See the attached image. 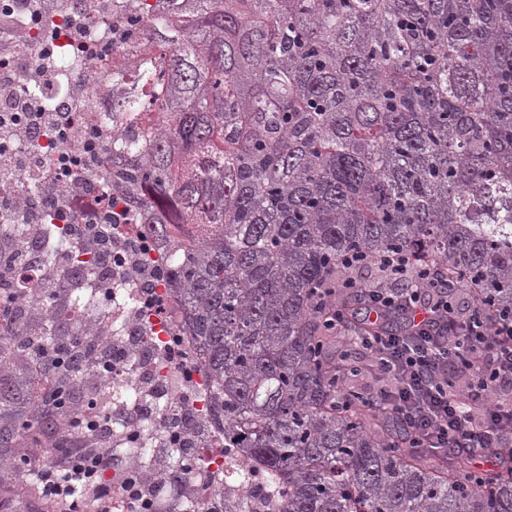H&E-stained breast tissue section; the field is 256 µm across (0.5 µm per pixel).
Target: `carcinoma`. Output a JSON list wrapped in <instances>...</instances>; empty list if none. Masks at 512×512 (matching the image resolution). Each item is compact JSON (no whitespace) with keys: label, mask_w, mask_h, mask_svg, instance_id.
<instances>
[{"label":"carcinoma","mask_w":512,"mask_h":512,"mask_svg":"<svg viewBox=\"0 0 512 512\" xmlns=\"http://www.w3.org/2000/svg\"><path fill=\"white\" fill-rule=\"evenodd\" d=\"M163 68L112 97L116 138L172 124L112 183L131 220L201 245L163 268L224 391V447L277 486L280 512H512V477L410 446L407 426L328 368L364 322L351 253L448 266L512 311V0H168Z\"/></svg>","instance_id":"1"}]
</instances>
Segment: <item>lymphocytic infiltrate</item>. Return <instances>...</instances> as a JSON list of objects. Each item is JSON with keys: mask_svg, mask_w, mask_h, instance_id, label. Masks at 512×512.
Masks as SVG:
<instances>
[{"mask_svg": "<svg viewBox=\"0 0 512 512\" xmlns=\"http://www.w3.org/2000/svg\"><path fill=\"white\" fill-rule=\"evenodd\" d=\"M0 101L12 125L0 130L32 132L64 117L38 95L23 92L11 76L0 78ZM29 196L17 184L0 195V216L24 205L29 219L57 202L60 175L42 176ZM364 317L399 310L410 325L405 335L371 336L363 347L378 376L374 399L409 426L418 448L452 447L481 457L483 449L512 443V315L489 308L472 290L452 288L436 263L412 265L404 252L383 255L374 279L365 281ZM18 292L0 287V332L12 348L29 346L23 381L26 413L20 426L40 418L53 433L49 444L33 440L28 452L0 459V467L35 479L43 503L67 512H112V415L99 411L96 396L112 379V339L96 345L65 336L50 347L25 339L12 316Z\"/></svg>", "mask_w": 512, "mask_h": 512, "instance_id": "lymphocytic-infiltrate-1", "label": "lymphocytic infiltrate"}]
</instances>
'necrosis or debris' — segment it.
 I'll return each mask as SVG.
<instances>
[{
    "instance_id": "1",
    "label": "necrosis or debris",
    "mask_w": 512,
    "mask_h": 512,
    "mask_svg": "<svg viewBox=\"0 0 512 512\" xmlns=\"http://www.w3.org/2000/svg\"><path fill=\"white\" fill-rule=\"evenodd\" d=\"M35 0H0V35H15L14 53L0 57V77H23L34 65L45 30L56 36L55 73L59 83L45 89L48 105H56L75 86H82L86 107L75 114L66 140L51 136L38 142L12 140L11 151L38 152L45 161L83 148L85 126H96L104 141H111L112 72L133 74L136 58L120 33L123 14L140 12L139 0H119L105 7L102 0H60L47 24L30 18ZM111 152L101 154L96 166L68 182L62 206L66 221L55 225V243L65 252L76 250L66 235V223L105 225L107 202L115 195L110 170ZM144 248L131 246L126 236L113 234V265L94 263L73 284L80 300L55 305L56 317L77 326H107L112 338V447L118 457L112 468V512H128L129 479L136 474L165 479L156 463V452L167 441L168 420L186 409L193 420L204 423L208 438L193 453V465L178 492L168 502L178 512H224V494L236 501L249 500L247 480L252 464L224 446L223 394L213 383L207 358L191 335L179 295L162 285L147 288L153 266L166 263L172 246L194 248L195 238L171 230L159 237L154 225L135 227Z\"/></svg>"
}]
</instances>
